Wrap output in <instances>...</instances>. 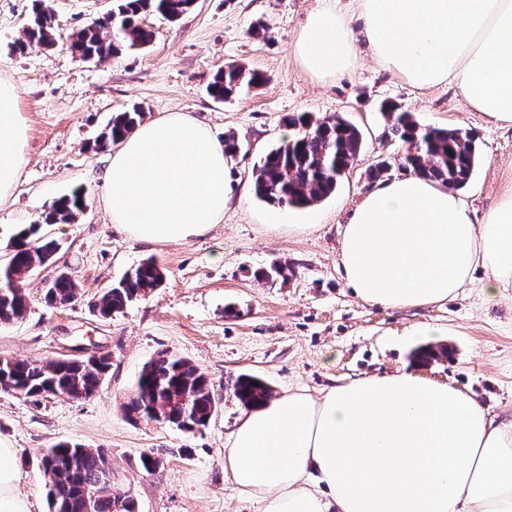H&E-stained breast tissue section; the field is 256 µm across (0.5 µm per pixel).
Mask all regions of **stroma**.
Returning a JSON list of instances; mask_svg holds the SVG:
<instances>
[{"mask_svg": "<svg viewBox=\"0 0 512 512\" xmlns=\"http://www.w3.org/2000/svg\"><path fill=\"white\" fill-rule=\"evenodd\" d=\"M39 4L59 26L57 45L15 50ZM322 4L196 0L178 22L148 16V47L87 63L65 44L105 15L112 0H0V77L18 87L28 137L27 165L12 196L0 204V264L9 262L16 234L28 225L59 244L53 264L23 279L29 309L23 319L0 325V357L45 362L78 344L112 356L109 376L90 399L0 391V441L15 451L31 512H48L38 461L62 441L104 451L116 493L133 497L139 512H255L224 477V441L245 411L233 393L242 373L264 379L276 396L298 387L318 397L339 384L406 368L468 388L491 415L512 418V285L489 303L478 277L452 301L386 309L357 298L338 265L344 224L380 186L371 167L390 157L394 164L385 179L407 174L395 161L399 144L385 135L383 104L411 110L421 124L476 135L480 163L460 195L479 215L496 201L503 174L512 171V128L487 122L453 88L410 86L377 62L362 40L355 69L333 78L310 74L292 46ZM258 19L267 25L261 38L249 33ZM231 62L267 80L232 101L213 99L208 85ZM135 107L150 120L189 112L216 138L237 135L240 150L227 162L224 220L204 236L146 243L112 223L100 194L109 152L94 142L113 115ZM301 112L343 113L361 130L364 145L335 195L293 210L259 200L252 170L290 136L285 117ZM76 189L87 203L76 221L46 223L54 203ZM147 258L162 269L161 286L112 317L93 312V303ZM273 261L294 266L290 283L255 280V272ZM60 266L75 281L78 298L49 306L45 285ZM421 323L435 326L437 335H413ZM429 344L447 347V356L418 361L417 349ZM163 353L189 360L211 380L219 404L202 431L127 419L123 405L140 371ZM149 451L163 459L150 474L140 464Z\"/></svg>", "mask_w": 512, "mask_h": 512, "instance_id": "stroma-1", "label": "stroma"}]
</instances>
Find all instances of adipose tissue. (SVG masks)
I'll return each instance as SVG.
<instances>
[{
    "label": "adipose tissue",
    "mask_w": 512,
    "mask_h": 512,
    "mask_svg": "<svg viewBox=\"0 0 512 512\" xmlns=\"http://www.w3.org/2000/svg\"><path fill=\"white\" fill-rule=\"evenodd\" d=\"M333 0L309 16L293 50L333 76L356 43L416 87L451 86L476 112L512 127V0ZM18 88L0 79V203L26 166ZM224 145L186 112L140 123L108 160L112 221L165 244L206 234L227 205ZM339 267L363 302L388 309L454 299L476 272L492 302L512 284V174L475 218L454 190L421 174L384 183L341 233ZM224 475L257 512H512V419L476 395L413 371L373 375L323 396L288 390L243 413L224 443ZM0 512H29L13 448L0 442Z\"/></svg>",
    "instance_id": "1"
}]
</instances>
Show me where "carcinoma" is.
<instances>
[{
	"label": "carcinoma",
	"instance_id": "obj_1",
	"mask_svg": "<svg viewBox=\"0 0 512 512\" xmlns=\"http://www.w3.org/2000/svg\"><path fill=\"white\" fill-rule=\"evenodd\" d=\"M195 0H113L112 10L102 19L70 37L68 49L75 55L97 61L117 55L121 50L139 49L153 40L145 24L151 13L170 20L180 19ZM26 42L45 47L57 44L54 17L37 11L25 29ZM263 74L239 63H228L218 70L209 84L211 96L227 100L243 89L259 86ZM394 119L389 138L402 148L401 161L455 190L465 188L478 166L480 155L472 132L462 128L424 126L411 111L400 106L388 107ZM134 108L120 112L95 140L106 148L118 143L144 118ZM293 128L288 142L268 151L254 165V193L257 198L288 208H305L333 195L346 172L363 148V137L352 122L340 113L322 119L307 115L288 118ZM85 207L81 192L58 202L45 216L47 224H71ZM36 234L31 225L16 234L14 253L8 265L0 267V325L24 318L28 300L22 289L12 285V277L22 271H34L54 262L58 243L48 240L31 243ZM295 276V268L286 263L271 264L255 274L265 284L285 285ZM164 279L161 269L151 260L133 268L117 285L108 289L95 304L102 316L123 310L129 303L146 299ZM77 296L70 275L56 276L48 284L45 300L64 306ZM112 363L89 359L74 367L63 359L41 363L0 358V373L6 375L15 394L34 398L51 384L59 393L76 398L93 396L108 375ZM211 383L204 372L189 361L162 354L148 362L140 372L135 388L123 409L132 420L136 417L176 427L191 425L205 428L217 406L211 399ZM236 397L247 408L258 407L272 397V389L261 378L243 373L234 384ZM45 477L49 512H85L86 494L95 489L105 471L112 469L106 454L81 443L61 442L40 459ZM93 512H137L129 496L98 498Z\"/></svg>",
	"mask_w": 512,
	"mask_h": 512
}]
</instances>
